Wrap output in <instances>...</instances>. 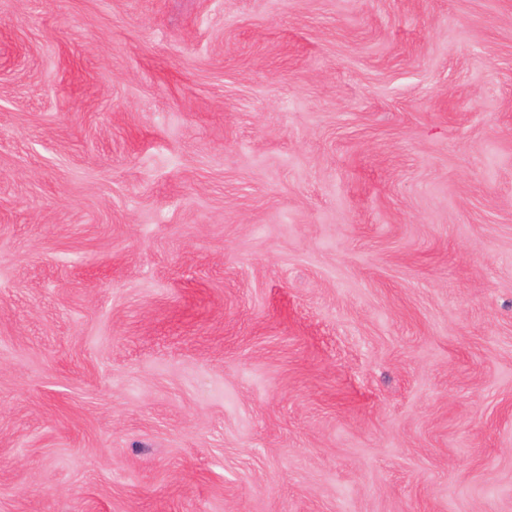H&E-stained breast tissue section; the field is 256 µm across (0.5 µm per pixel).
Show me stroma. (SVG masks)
<instances>
[{"instance_id":"35a3bbf8","label":"stroma","mask_w":512,"mask_h":512,"mask_svg":"<svg viewBox=\"0 0 512 512\" xmlns=\"http://www.w3.org/2000/svg\"><path fill=\"white\" fill-rule=\"evenodd\" d=\"M0 512H512V0H0Z\"/></svg>"}]
</instances>
